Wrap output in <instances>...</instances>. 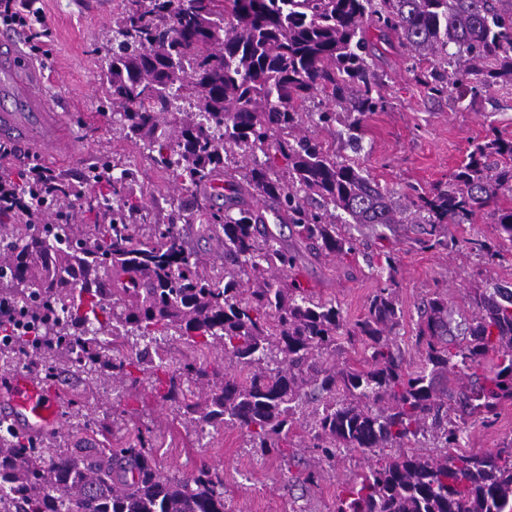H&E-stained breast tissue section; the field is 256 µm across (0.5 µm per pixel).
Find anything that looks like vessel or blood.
Masks as SVG:
<instances>
[{"mask_svg":"<svg viewBox=\"0 0 512 512\" xmlns=\"http://www.w3.org/2000/svg\"><path fill=\"white\" fill-rule=\"evenodd\" d=\"M45 83L44 69L22 50L0 54V138L18 136L47 152L63 149L65 131ZM0 417L36 433L51 432L60 426L61 403L52 388L21 371L0 384Z\"/></svg>","mask_w":512,"mask_h":512,"instance_id":"1","label":"vessel or blood"}]
</instances>
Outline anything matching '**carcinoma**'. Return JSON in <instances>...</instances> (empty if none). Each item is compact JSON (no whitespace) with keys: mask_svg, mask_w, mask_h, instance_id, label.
Returning <instances> with one entry per match:
<instances>
[{"mask_svg":"<svg viewBox=\"0 0 512 512\" xmlns=\"http://www.w3.org/2000/svg\"><path fill=\"white\" fill-rule=\"evenodd\" d=\"M370 26L395 35L416 63L439 61L421 82L456 107L512 83V5L503 0H124L101 56L113 122L157 153L181 190L228 179L224 210L197 205L224 235V252L216 262L174 223H136L144 204L128 169L104 156L85 183L99 189L105 219L54 224L43 209L0 228V271H9L0 307L23 303L41 325L28 336L8 322L0 354L7 365L39 364L47 381L68 370L135 387L147 375L186 424L237 427L250 447L282 456L304 419L320 462L340 448L374 457L337 495L336 512H512V442L460 451L466 427L448 416L439 388L448 371L471 372L459 398L473 425L512 401V290L475 289V313L459 321L448 295L433 293L412 368L394 337L395 256L385 255L387 279L349 328L335 302L297 278L301 256L268 227L267 209L240 202L271 203L277 221L337 257L356 252L340 211L350 224H426L435 248L441 227L491 207L499 238L512 243V205L500 204L512 199V139L476 145L444 188L397 198L309 137V123L341 120L330 108L305 111L318 93L343 108L353 139L384 110ZM242 155L263 160L242 172ZM36 194L70 205L82 188L57 177ZM165 336L193 350L220 345L237 369L196 357L166 366L152 353ZM343 338L365 345L359 366L327 363ZM432 431L439 453L415 451ZM0 512H224V478L209 466L161 473L141 431L120 448L62 449L9 427L0 429Z\"/></svg>","mask_w":512,"mask_h":512,"instance_id":"carcinoma-1","label":"carcinoma"}]
</instances>
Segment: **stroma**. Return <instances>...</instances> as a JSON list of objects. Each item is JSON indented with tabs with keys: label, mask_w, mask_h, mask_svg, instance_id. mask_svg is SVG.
Returning <instances> with one entry per match:
<instances>
[{
	"label": "stroma",
	"mask_w": 512,
	"mask_h": 512,
	"mask_svg": "<svg viewBox=\"0 0 512 512\" xmlns=\"http://www.w3.org/2000/svg\"><path fill=\"white\" fill-rule=\"evenodd\" d=\"M45 22L37 42H23V49L39 45L35 59L46 69L49 92L60 122L74 135V154L63 160L43 153L28 142L18 143L20 156L34 157L80 182L85 168L110 155L132 173L133 188L147 204L140 214L144 224L167 223L175 210L194 204L189 193L171 182L143 146L123 140L112 126V112L104 103L97 52L104 42L122 0H39ZM372 64L382 77L384 111L365 123L359 148L347 143L348 128L333 130L314 126L310 134L323 145H335L336 155L358 163L362 174L390 191L403 193L416 186L431 189L447 183L462 164L472 144L498 135L512 139V83H504L479 96L468 108L457 109L444 98L429 97L417 78L407 52L395 37L370 31ZM273 232L285 246L301 254L300 275L314 296L335 301L346 323L361 318L380 285V258L393 253L398 259L397 297L401 318L395 330L407 363L419 360L416 336L419 307L434 290L448 295L454 310L472 314V289L494 283L512 286V244L500 255L486 259L467 244L471 238H495V219L484 213L473 224H453L444 232V247L428 249L422 225L353 224L349 230L358 251L348 258L315 255L291 228L276 224ZM61 404L77 401L103 425L83 428L77 421L63 422L54 431L65 448H114L135 438L138 430H151L153 453L168 474L186 475L204 465L219 469L224 478L226 512H336V497L351 476L368 464L366 455L345 451L336 456L334 468L318 467L305 424H297L287 457L249 447L235 427L204 430L187 426L170 403L157 397L150 385L131 389L112 382L89 383L74 376L52 382ZM132 419L113 425L121 412ZM512 442V401L503 402L488 427L468 429L466 449H495ZM321 470L316 483L305 482L308 472Z\"/></svg>",
	"instance_id": "obj_1"
}]
</instances>
